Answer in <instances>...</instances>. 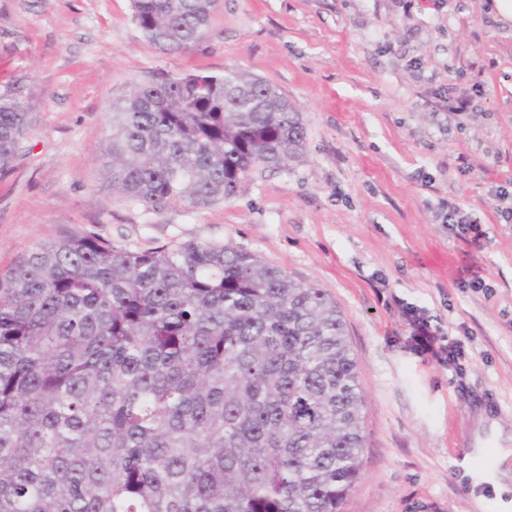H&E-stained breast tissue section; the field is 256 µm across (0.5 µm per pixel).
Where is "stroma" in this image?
<instances>
[{"label": "stroma", "instance_id": "stroma-1", "mask_svg": "<svg viewBox=\"0 0 512 512\" xmlns=\"http://www.w3.org/2000/svg\"><path fill=\"white\" fill-rule=\"evenodd\" d=\"M489 5L217 0L206 40L167 52L132 0H0V96L33 116L0 179V273L78 231L243 247L346 321L365 447L341 512H512V27ZM231 66L296 107L302 161L201 209L149 213L104 186L132 85ZM464 94L472 109L449 111ZM453 207L467 223H443Z\"/></svg>", "mask_w": 512, "mask_h": 512}]
</instances>
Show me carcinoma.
<instances>
[{"instance_id": "obj_1", "label": "carcinoma", "mask_w": 512, "mask_h": 512, "mask_svg": "<svg viewBox=\"0 0 512 512\" xmlns=\"http://www.w3.org/2000/svg\"><path fill=\"white\" fill-rule=\"evenodd\" d=\"M216 0H133L163 51ZM31 113L0 97V179ZM296 107L231 67L135 84L106 182L147 211L235 198L304 158ZM359 365L324 289L242 247L70 232L0 274V512H341L361 475Z\"/></svg>"}]
</instances>
